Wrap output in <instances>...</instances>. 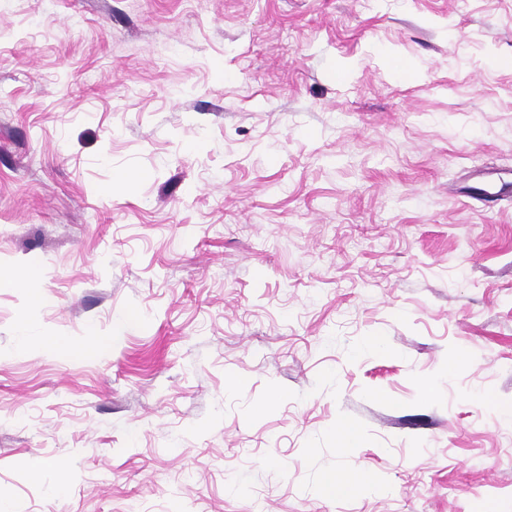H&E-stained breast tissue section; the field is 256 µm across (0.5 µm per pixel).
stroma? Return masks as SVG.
Masks as SVG:
<instances>
[{
    "mask_svg": "<svg viewBox=\"0 0 512 512\" xmlns=\"http://www.w3.org/2000/svg\"><path fill=\"white\" fill-rule=\"evenodd\" d=\"M472 186L512 192V0H0V501L512 512ZM365 480L366 477L360 473L345 475L336 472L326 476L324 486L330 492L349 493Z\"/></svg>",
    "mask_w": 512,
    "mask_h": 512,
    "instance_id": "1",
    "label": "stroma"
}]
</instances>
